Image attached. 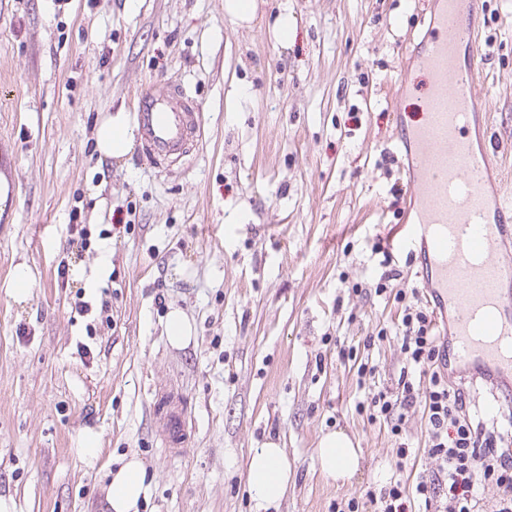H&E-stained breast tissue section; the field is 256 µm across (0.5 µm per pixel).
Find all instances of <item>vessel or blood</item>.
Here are the masks:
<instances>
[{
	"mask_svg": "<svg viewBox=\"0 0 512 512\" xmlns=\"http://www.w3.org/2000/svg\"><path fill=\"white\" fill-rule=\"evenodd\" d=\"M479 0H437L432 32L417 58L432 83L423 118L401 137L412 155L414 221L395 245L421 251V277L435 308H452L440 321L448 361L512 379V264L498 257L512 246V205L491 188L495 166L477 126L490 110L477 91L471 53L479 37ZM142 148L151 162L180 158L202 134V117L183 85L136 92Z\"/></svg>",
	"mask_w": 512,
	"mask_h": 512,
	"instance_id": "obj_1",
	"label": "vessel or blood"
}]
</instances>
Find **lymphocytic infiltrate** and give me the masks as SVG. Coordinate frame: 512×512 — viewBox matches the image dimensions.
<instances>
[{
	"label": "lymphocytic infiltrate",
	"instance_id": "obj_1",
	"mask_svg": "<svg viewBox=\"0 0 512 512\" xmlns=\"http://www.w3.org/2000/svg\"><path fill=\"white\" fill-rule=\"evenodd\" d=\"M392 279L391 272H383L375 292L393 294L401 315L393 330H380L366 343L395 336L405 363L396 390L368 393L357 410L368 422L386 424L396 437L412 414L421 413L435 467L419 476L414 491L394 479L367 490V501L373 512H410L416 498L423 501L425 512H487L476 488L491 485L497 496L488 512H512V421L497 415L480 420L470 414L464 391L448 383L432 310L420 298L393 289Z\"/></svg>",
	"mask_w": 512,
	"mask_h": 512
}]
</instances>
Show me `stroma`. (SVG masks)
<instances>
[{
    "label": "stroma",
    "instance_id": "35a3bbf8",
    "mask_svg": "<svg viewBox=\"0 0 512 512\" xmlns=\"http://www.w3.org/2000/svg\"><path fill=\"white\" fill-rule=\"evenodd\" d=\"M257 3L241 28L224 0H0V140L16 159L0 165V495L15 512H97L132 454L154 476L146 512H332L434 465L420 415L399 470L387 426L355 409L403 365L396 340H363L400 312L374 292L372 245L414 215L399 131L431 84L405 67L431 32L429 0ZM284 7L296 26L280 44L268 28ZM479 14L478 90L512 174V0H480ZM174 81L205 126L182 166L139 150L101 159L98 120L133 109L141 84ZM129 209L134 231L101 241ZM76 223L87 250L71 243ZM175 307L194 326L183 347L165 331ZM171 409L186 419L180 447ZM87 429L91 459L76 451ZM337 430L359 450L343 482L316 458ZM270 442L290 480L263 506L247 469Z\"/></svg>",
    "mask_w": 512,
    "mask_h": 512
}]
</instances>
